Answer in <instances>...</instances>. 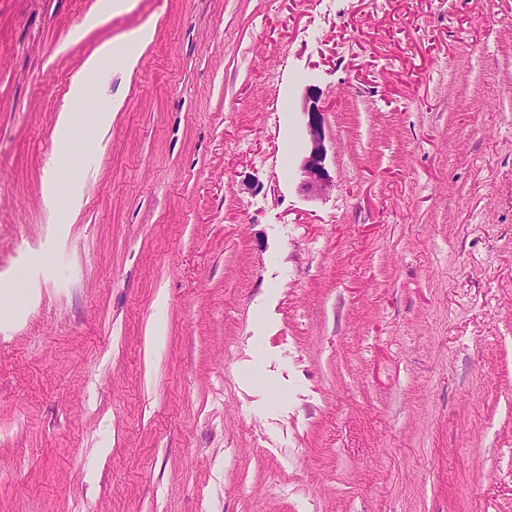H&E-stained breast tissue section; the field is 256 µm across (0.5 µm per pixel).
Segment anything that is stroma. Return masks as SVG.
<instances>
[{"label": "stroma", "instance_id": "stroma-1", "mask_svg": "<svg viewBox=\"0 0 512 512\" xmlns=\"http://www.w3.org/2000/svg\"><path fill=\"white\" fill-rule=\"evenodd\" d=\"M130 3L0 0V512H512V0ZM118 52H120L118 47H114L112 43H105L84 62L71 80L70 100L73 104L87 102L89 99L87 88L94 83L102 63ZM301 112L307 117V148L299 164L300 190L309 195H321L332 186V177L326 167L327 149L319 98L305 97ZM79 124L77 112L71 107H64L57 120V143L61 146H69L71 138Z\"/></svg>", "mask_w": 512, "mask_h": 512}]
</instances>
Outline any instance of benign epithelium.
<instances>
[{
    "instance_id": "7a95c632",
    "label": "benign epithelium",
    "mask_w": 512,
    "mask_h": 512,
    "mask_svg": "<svg viewBox=\"0 0 512 512\" xmlns=\"http://www.w3.org/2000/svg\"><path fill=\"white\" fill-rule=\"evenodd\" d=\"M301 112L307 117V148L299 164L300 190L309 195H321L332 187V177L326 167L327 149L319 98L305 97Z\"/></svg>"
}]
</instances>
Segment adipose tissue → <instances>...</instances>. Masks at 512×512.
<instances>
[{
	"mask_svg": "<svg viewBox=\"0 0 512 512\" xmlns=\"http://www.w3.org/2000/svg\"><path fill=\"white\" fill-rule=\"evenodd\" d=\"M116 59L119 68L131 71L138 64V58L134 54H117L112 44L101 45L97 51L90 56L83 66L74 74L70 85L71 104L61 110L57 120L59 145L66 146L71 142L72 135L79 124L78 115L74 109L75 104L87 102L89 93L87 88L92 85L99 73L103 62L107 59Z\"/></svg>",
	"mask_w": 512,
	"mask_h": 512,
	"instance_id": "obj_1",
	"label": "adipose tissue"
}]
</instances>
